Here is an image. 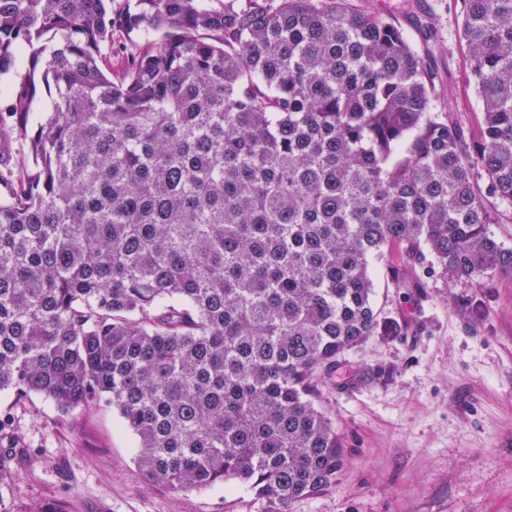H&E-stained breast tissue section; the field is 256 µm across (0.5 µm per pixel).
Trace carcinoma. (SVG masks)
Segmentation results:
<instances>
[{
	"instance_id": "cac0c4a2",
	"label": "carcinoma",
	"mask_w": 512,
	"mask_h": 512,
	"mask_svg": "<svg viewBox=\"0 0 512 512\" xmlns=\"http://www.w3.org/2000/svg\"><path fill=\"white\" fill-rule=\"evenodd\" d=\"M0 0V394L112 408L145 477L268 512L336 482L319 407L396 329L371 262L512 275V0H461L480 145L392 15L352 0ZM133 43L117 78L102 48ZM52 100L42 112L38 92ZM496 205V224L488 225V229L504 247L512 249V204L498 201Z\"/></svg>"
}]
</instances>
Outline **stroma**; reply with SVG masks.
<instances>
[{"mask_svg":"<svg viewBox=\"0 0 512 512\" xmlns=\"http://www.w3.org/2000/svg\"><path fill=\"white\" fill-rule=\"evenodd\" d=\"M396 15L430 65L436 88L467 143L483 101L468 78L460 0H354ZM389 250L373 264V301L397 326L345 355L320 387V406L345 445L326 493L291 512H512V277L424 278ZM390 375L354 384L361 366ZM25 457L0 469V512L67 504L68 512H267L253 491L177 493L146 480L135 438L108 408L61 415L40 395L8 404Z\"/></svg>","mask_w":512,"mask_h":512,"instance_id":"obj_1","label":"stroma"}]
</instances>
